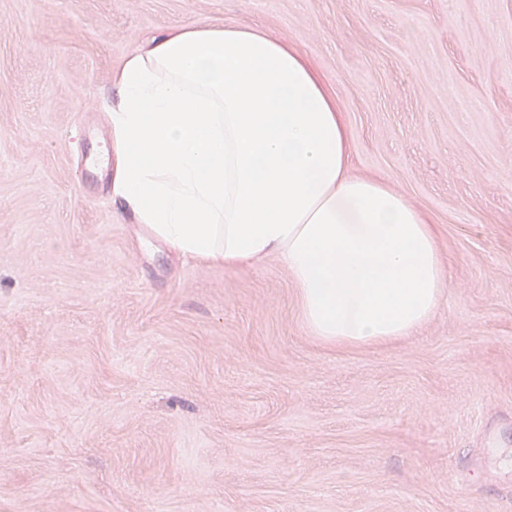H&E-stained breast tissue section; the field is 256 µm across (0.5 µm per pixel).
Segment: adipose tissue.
Here are the masks:
<instances>
[{"label": "adipose tissue", "mask_w": 512, "mask_h": 512, "mask_svg": "<svg viewBox=\"0 0 512 512\" xmlns=\"http://www.w3.org/2000/svg\"><path fill=\"white\" fill-rule=\"evenodd\" d=\"M112 195L151 238L224 266L274 257L328 345L393 341L448 285L435 227L351 173L350 131L307 57L256 27L198 20L124 62Z\"/></svg>", "instance_id": "obj_1"}]
</instances>
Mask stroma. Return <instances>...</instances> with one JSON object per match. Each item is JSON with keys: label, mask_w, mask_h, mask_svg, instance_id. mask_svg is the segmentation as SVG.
I'll return each mask as SVG.
<instances>
[{"label": "stroma", "mask_w": 512, "mask_h": 512, "mask_svg": "<svg viewBox=\"0 0 512 512\" xmlns=\"http://www.w3.org/2000/svg\"><path fill=\"white\" fill-rule=\"evenodd\" d=\"M199 18L306 55L435 224L413 335L326 346L276 259L120 215L111 88ZM0 512H512V0H0Z\"/></svg>", "instance_id": "35a3bbf8"}]
</instances>
